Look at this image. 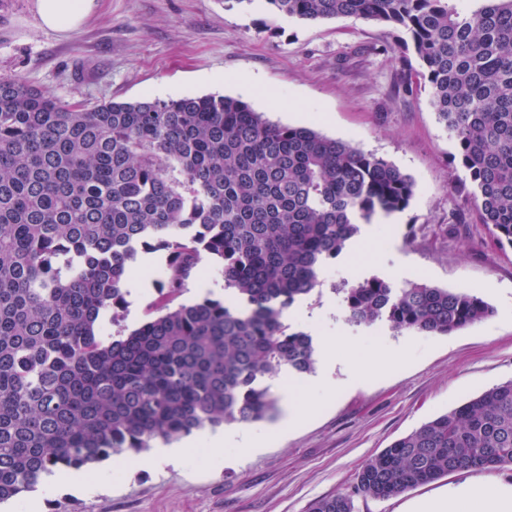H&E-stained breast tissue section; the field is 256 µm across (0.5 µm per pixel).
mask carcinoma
Segmentation results:
<instances>
[{
  "mask_svg": "<svg viewBox=\"0 0 512 512\" xmlns=\"http://www.w3.org/2000/svg\"><path fill=\"white\" fill-rule=\"evenodd\" d=\"M305 21L400 28L455 139L479 223L512 246V0H261ZM412 177L311 127L228 96L87 109L0 80V503L62 468L138 455L206 427L276 411L265 378L314 370L313 337L285 312L320 284L378 213L407 208ZM164 250L157 298L135 329L102 335L126 306L138 249ZM224 297L174 305L203 261ZM350 322L446 335L493 310L480 296L372 277L338 289ZM512 466V380L369 458L353 492L308 512H354L463 469Z\"/></svg>",
  "mask_w": 512,
  "mask_h": 512,
  "instance_id": "cac0c4a2",
  "label": "carcinoma"
}]
</instances>
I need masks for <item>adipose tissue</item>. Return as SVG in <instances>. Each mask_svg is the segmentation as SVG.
<instances>
[{"label": "adipose tissue", "instance_id": "1", "mask_svg": "<svg viewBox=\"0 0 512 512\" xmlns=\"http://www.w3.org/2000/svg\"><path fill=\"white\" fill-rule=\"evenodd\" d=\"M95 0H36L42 25L60 32L79 27ZM403 512H512V483L468 478L443 492L407 502Z\"/></svg>", "mask_w": 512, "mask_h": 512}]
</instances>
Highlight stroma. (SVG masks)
Segmentation results:
<instances>
[{
    "instance_id": "obj_1",
    "label": "stroma",
    "mask_w": 512,
    "mask_h": 512,
    "mask_svg": "<svg viewBox=\"0 0 512 512\" xmlns=\"http://www.w3.org/2000/svg\"><path fill=\"white\" fill-rule=\"evenodd\" d=\"M402 30L373 21H300L260 0H97L80 28L42 27L35 0H0V79L23 77L56 98L104 102L224 95L264 118L310 126L374 153L415 182L408 207L380 214L320 273L298 300L289 331L314 343L341 338L334 357L317 354L313 372L268 378L273 418L246 424L254 448L228 442L196 447L161 466L148 454L89 467V487L44 483L32 497L0 504L29 512H307L321 498L351 490L357 471L394 440L485 390L512 379V247L478 223L455 188L465 172L455 141L439 123L427 89L405 91L416 65ZM379 277L478 294L494 313L447 335L351 323L337 292L343 282ZM297 386L313 412L277 431L285 391ZM249 440V441H250ZM463 472L385 500L355 497L354 512H400L407 499L441 493Z\"/></svg>"
}]
</instances>
